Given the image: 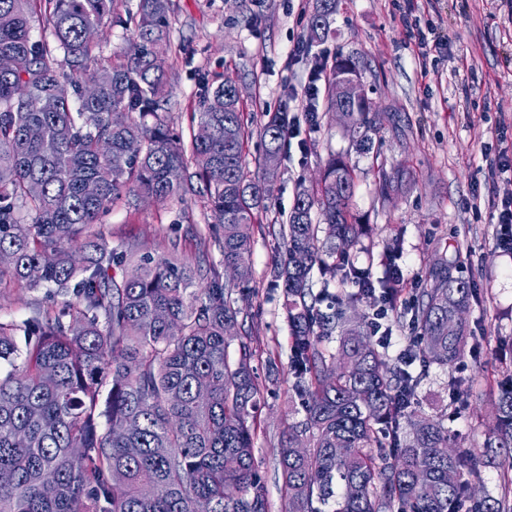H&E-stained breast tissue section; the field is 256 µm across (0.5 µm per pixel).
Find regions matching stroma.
Segmentation results:
<instances>
[{
  "label": "stroma",
  "instance_id": "1",
  "mask_svg": "<svg viewBox=\"0 0 512 512\" xmlns=\"http://www.w3.org/2000/svg\"><path fill=\"white\" fill-rule=\"evenodd\" d=\"M313 0H172L169 13V96L164 114L176 130L188 131L198 109L201 76L236 77L252 119L246 160L256 165L263 113L288 109L300 114L312 60L292 61L288 52L307 32ZM433 28L440 50H422L405 21ZM314 55L352 56L363 69L370 99L381 109L380 128L370 153L357 150L331 112L316 125L300 123L274 182L261 224L253 229L251 262L256 295L242 334L251 336L253 366L265 386L255 458L265 479L269 512H283L285 495L276 449L283 433L301 421L289 404L293 378L289 328L279 289L267 272L283 248L278 235L299 187H313L329 154L347 158L355 172L352 211L367 226L363 248L350 256L355 266L380 276L381 259L399 238L397 263L405 298L423 287L436 251L459 249L454 276L470 281L479 300L467 319L477 345L456 364L458 376L473 383L482 398L470 412L454 414L443 390L441 368H432L420 395L429 414L447 415L461 447L479 450L494 424L493 391L512 351L499 339L512 336V252L496 241L497 205L512 198V173L495 163L512 161V0H336L328 37ZM400 165L402 188L388 198L377 193L378 170ZM209 214L195 204H166L130 197L127 205L102 215L98 228L109 244L121 240L164 247L179 242L194 258L197 236L208 235ZM40 290L0 281V321L20 323L46 309Z\"/></svg>",
  "mask_w": 512,
  "mask_h": 512
}]
</instances>
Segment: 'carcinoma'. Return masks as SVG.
I'll return each instance as SVG.
<instances>
[{
	"label": "carcinoma",
	"instance_id": "obj_1",
	"mask_svg": "<svg viewBox=\"0 0 512 512\" xmlns=\"http://www.w3.org/2000/svg\"><path fill=\"white\" fill-rule=\"evenodd\" d=\"M120 2L0 0V57L23 62L0 70V253L11 257L0 278L76 299L0 323V473L11 475L0 512H269L254 457L263 385L251 342L226 330L255 295L250 227L274 188L246 165L251 130L233 78L200 82L192 120L208 137L186 141L162 114L170 0H139L133 39L103 60L102 38L87 31L127 24ZM335 10L336 0H315L306 46L328 36ZM36 18L56 48L33 37ZM322 77L328 109L348 108L350 131L370 148L371 103L344 91L364 86L359 61L340 56ZM61 83L71 95L57 94ZM265 117L264 170L281 164L290 129L286 108ZM401 181L400 169L381 170L378 191ZM89 182L97 195L85 193ZM354 187L353 167L330 155L316 187L296 193L268 273L290 330L292 405L305 414L277 448L286 512H512V381L498 384L479 456L456 446L444 417L421 416L434 365L448 370L458 412L473 403L472 384L453 376L476 300L451 272L457 259L434 260L401 312L417 340L394 358L344 309L367 296L395 305L400 272L365 294L330 290L366 277L345 261L366 233L351 211ZM131 195L201 203L214 219L204 249L182 261L139 243L109 246L92 227ZM489 464L500 468L496 495L477 487Z\"/></svg>",
	"mask_w": 512,
	"mask_h": 512
}]
</instances>
